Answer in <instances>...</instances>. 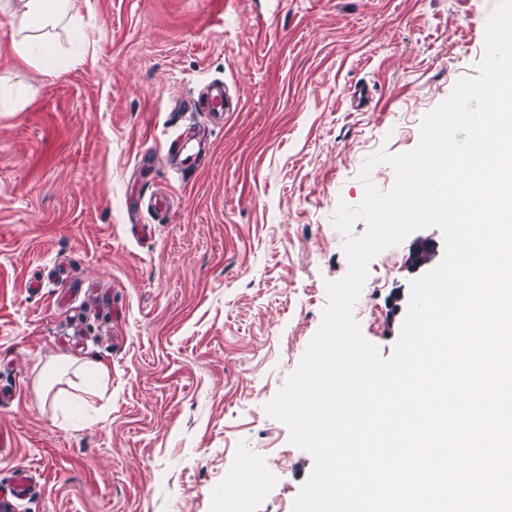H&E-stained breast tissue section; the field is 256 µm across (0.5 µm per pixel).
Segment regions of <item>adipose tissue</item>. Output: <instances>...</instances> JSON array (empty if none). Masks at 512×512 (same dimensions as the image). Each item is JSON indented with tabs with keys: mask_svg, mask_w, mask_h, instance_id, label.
Masks as SVG:
<instances>
[{
	"mask_svg": "<svg viewBox=\"0 0 512 512\" xmlns=\"http://www.w3.org/2000/svg\"><path fill=\"white\" fill-rule=\"evenodd\" d=\"M15 12L26 20L31 33L15 39L13 49L22 62L40 69L45 75H57L63 68L46 29L55 22H66L76 38H84L78 0H11Z\"/></svg>",
	"mask_w": 512,
	"mask_h": 512,
	"instance_id": "adipose-tissue-1",
	"label": "adipose tissue"
}]
</instances>
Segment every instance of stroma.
I'll return each instance as SVG.
<instances>
[{
	"mask_svg": "<svg viewBox=\"0 0 512 512\" xmlns=\"http://www.w3.org/2000/svg\"><path fill=\"white\" fill-rule=\"evenodd\" d=\"M495 4L80 0L86 40L51 32L79 63L54 77L16 60L27 30L0 12V481L37 484L19 512H232L240 491L249 512H292L314 462L265 406L348 272L334 215L361 203L371 156L413 150L476 75ZM213 83L219 124L196 101ZM188 128L204 155L180 171L166 145ZM423 240L443 254L426 227L368 264L353 316L382 357ZM52 270L69 306L28 290ZM71 359L108 380L64 430L36 381Z\"/></svg>",
	"mask_w": 512,
	"mask_h": 512,
	"instance_id": "obj_1",
	"label": "stroma"
}]
</instances>
